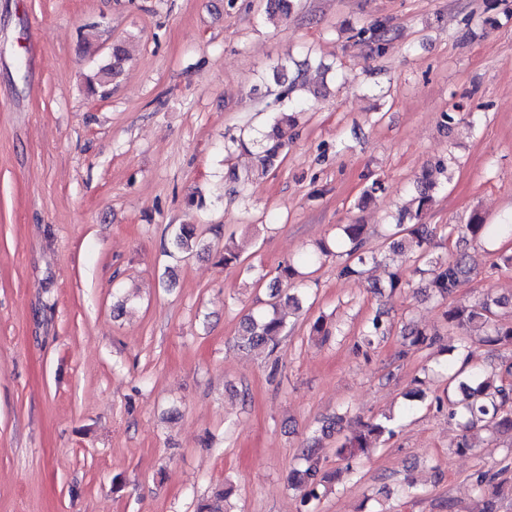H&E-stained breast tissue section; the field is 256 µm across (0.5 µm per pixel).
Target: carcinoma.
<instances>
[{"label": "carcinoma", "instance_id": "carcinoma-1", "mask_svg": "<svg viewBox=\"0 0 512 512\" xmlns=\"http://www.w3.org/2000/svg\"><path fill=\"white\" fill-rule=\"evenodd\" d=\"M391 30L384 22H378L369 29L358 32L367 36V42L374 45L372 51L381 52L385 42L390 39ZM128 54L126 47L116 42L108 60L99 67L95 77L89 80V91L96 94L105 90L123 72ZM296 124L293 114L276 112L271 118L270 129L259 137L247 140H235L241 148L252 145L257 149L261 171L270 169L280 156L289 141L288 132ZM448 178V166L439 163L423 170L418 180V196L413 219L417 220L432 203L430 191ZM512 224H485L483 219L475 216L467 224H458L448 231V255L435 256L431 252L435 233L426 224H406L404 220L394 225V231L388 236L389 249L406 251L418 265L417 271L427 275L424 288L432 291L440 299L448 302V309L443 317L448 327L458 330L457 345L452 347L460 356V363L441 373L444 383L443 396L435 398L436 408L446 410L448 419L457 422L461 433L454 442L458 454H466L477 449L474 430L483 427L497 434H512V364L492 365L480 363L475 358V344L484 346L512 345V323H501L496 320V309L512 305L511 298L494 297L486 294L469 303L452 301L459 289L468 281L472 267L467 253L460 244L468 240L481 242L494 237H511ZM169 245L173 251L190 255L206 250L209 245L197 235L189 224H180L173 228ZM338 248L348 257L341 268L344 277H358L362 274V266L368 262H378L379 254L366 248L364 225L345 224L341 228ZM335 254L329 243L320 241L317 249L301 256L297 264L287 263L277 268L273 278L268 309L246 314L240 321L238 334L235 336L237 346L243 350L263 354L273 353L280 343L288 337V326L283 315L278 311L281 302H299L295 294L279 288L282 283L292 284L302 276L296 265L310 267L322 258ZM242 252L233 240L224 241V249L217 254V264L224 267L242 264ZM389 327L383 319V312L377 311L359 337V343L365 348L387 337ZM440 340L436 329H412L406 333L403 349L398 356L404 357L408 351L427 349ZM427 394L416 389L405 394L402 414L409 415L418 411L426 401ZM394 417L383 419L357 418L350 424L349 433L336 448V456L353 461L370 454L393 436L391 424ZM320 438L315 437L312 443L302 449L304 467L293 471L290 480L302 491V502L319 501L328 490L330 481L325 470V459L318 453L317 445ZM475 490L483 495L491 491V495H499V486L494 484V476L479 473L475 477Z\"/></svg>", "mask_w": 512, "mask_h": 512}]
</instances>
